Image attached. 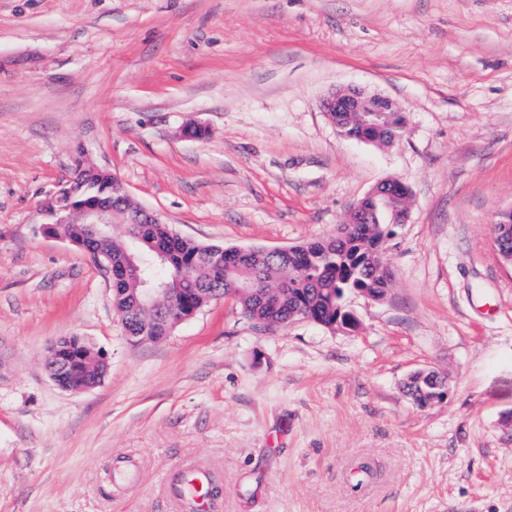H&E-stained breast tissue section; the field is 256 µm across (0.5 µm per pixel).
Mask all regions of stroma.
I'll list each match as a JSON object with an SVG mask.
<instances>
[{"instance_id":"obj_1","label":"stroma","mask_w":512,"mask_h":512,"mask_svg":"<svg viewBox=\"0 0 512 512\" xmlns=\"http://www.w3.org/2000/svg\"><path fill=\"white\" fill-rule=\"evenodd\" d=\"M340 85L400 105V139L338 135ZM80 153L204 245L333 237L396 178L391 284L345 296L354 330L223 297L132 343L106 267L37 231ZM508 208L512 0H0V512H182L187 462L210 512H512ZM69 336L107 355L90 390L45 369ZM493 233L497 241H501L503 248L512 251V214L502 211L498 215L496 224H493ZM500 259L505 265L512 266V253H508L506 249L501 250L498 242L495 244ZM406 389L407 394L421 404L436 393L442 395L446 390V379L434 371L417 372L410 377ZM213 482L211 473L196 465H185L181 471L179 496L190 512H208L210 499L207 491Z\"/></svg>"}]
</instances>
